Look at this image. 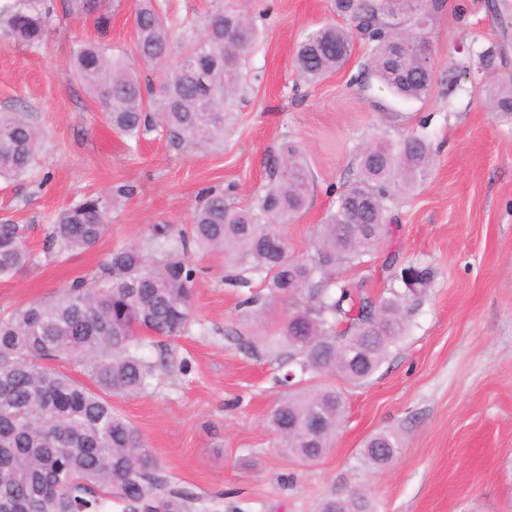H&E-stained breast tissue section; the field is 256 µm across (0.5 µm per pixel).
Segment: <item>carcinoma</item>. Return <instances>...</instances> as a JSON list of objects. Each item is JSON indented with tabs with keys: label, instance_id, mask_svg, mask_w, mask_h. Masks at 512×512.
<instances>
[{
	"label": "carcinoma",
	"instance_id": "carcinoma-1",
	"mask_svg": "<svg viewBox=\"0 0 512 512\" xmlns=\"http://www.w3.org/2000/svg\"><path fill=\"white\" fill-rule=\"evenodd\" d=\"M442 0L420 4L412 28L400 31L391 0H333L345 20L304 39L297 50L301 74L323 79L339 70L353 35L369 45L362 74L396 96L419 99L433 83L426 51L432 17ZM113 0H64L65 11L93 17L106 36ZM48 0H14L0 7V25L15 41L38 45L51 23ZM252 20L217 7L196 33L191 21H172L159 0H136L133 39L136 68L112 56L104 41L82 42L73 67L112 128L135 140L166 128L169 148L182 154L213 149L224 141L226 104L233 100L242 65L257 41ZM493 50L479 57L493 74L489 93L498 112H512V74H497ZM42 133L19 111L0 112V178L19 179L32 170ZM431 165L426 139L412 135L399 143L377 140L360 153L354 178L338 195L336 210L321 225L309 261L288 257L286 225L308 205L314 177L295 142L284 143L268 164V181L257 210L237 206L222 189L208 188L192 214L191 238L199 247L224 253V277L232 288L266 283L271 297L288 301L282 334L246 340L247 348L288 347L287 365L303 374L338 377L349 384L368 381L407 333L405 305L430 282L417 268L414 287L374 300L356 296L336 281L342 263L360 264L392 233L386 202L397 178L414 183ZM288 167V175L281 169ZM109 202L83 198L61 210L51 225L47 249L62 256L92 248L105 233ZM25 227L0 223V277H12L35 263ZM186 240L162 261L149 260L139 246L114 249L92 279H77L51 302H31L0 316V512H195L194 495L175 488L139 430L115 411L112 398L139 393L154 365L140 354L139 335L160 338L159 365H172L171 343L194 321L196 269ZM75 363L90 384L50 366ZM296 373L280 380L288 388L270 418L288 453L311 461L330 447L343 406L332 383L291 391ZM320 421L319 433L305 425ZM397 439L369 438L361 464L382 468L394 458ZM318 512H375L369 497L352 493L328 497Z\"/></svg>",
	"mask_w": 512,
	"mask_h": 512
}]
</instances>
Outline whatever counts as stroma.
Here are the masks:
<instances>
[{
  "label": "stroma",
  "instance_id": "stroma-1",
  "mask_svg": "<svg viewBox=\"0 0 512 512\" xmlns=\"http://www.w3.org/2000/svg\"><path fill=\"white\" fill-rule=\"evenodd\" d=\"M165 2L171 16L199 22L216 4H244L261 32L222 149L184 155L158 133L134 141L114 130L72 66L79 42L96 37L90 19L56 11L37 48L0 29V110H26L44 133L31 172L0 180V222L27 225L37 256L0 279V311L92 278L112 250L145 244L154 225L188 228L206 188L233 186L234 202L252 206L267 182L266 158L288 139L315 177L307 208L284 229L291 257H306L360 149L379 138L424 137L429 173L413 188L396 187L392 236L337 275L374 298L401 288L408 266L430 268L432 282L408 302V332L374 376L341 384L344 414L321 458L282 451L269 416L284 393L283 370L276 355L239 343L279 335L286 307L276 299L253 315L225 286L220 252L191 255L196 320L175 347L187 370L157 368L144 391L114 405L172 485L198 497L199 512H315L324 498L354 492L376 512H512V114L495 111L483 73H457L491 47L512 70V0H445L431 32L435 82L414 101L362 79L368 44L360 38L336 73L303 78L297 46L334 22L330 0ZM133 11L134 0H115L110 33L113 54L130 60ZM87 195L110 201L103 237L85 251L45 253L56 214ZM384 431L401 442L393 463L358 467L367 439Z\"/></svg>",
  "mask_w": 512,
  "mask_h": 512
}]
</instances>
